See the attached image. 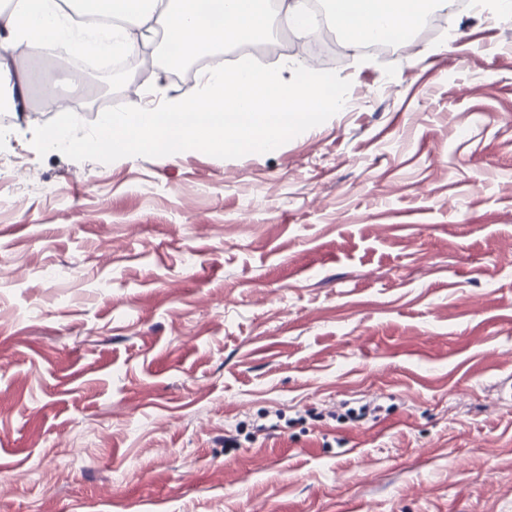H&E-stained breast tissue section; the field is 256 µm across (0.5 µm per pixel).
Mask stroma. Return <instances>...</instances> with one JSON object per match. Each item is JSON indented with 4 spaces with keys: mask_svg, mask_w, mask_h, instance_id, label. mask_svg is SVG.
Listing matches in <instances>:
<instances>
[{
    "mask_svg": "<svg viewBox=\"0 0 512 512\" xmlns=\"http://www.w3.org/2000/svg\"><path fill=\"white\" fill-rule=\"evenodd\" d=\"M440 17L268 153L38 156L59 70L0 112V512H512V19Z\"/></svg>",
    "mask_w": 512,
    "mask_h": 512,
    "instance_id": "obj_1",
    "label": "stroma"
}]
</instances>
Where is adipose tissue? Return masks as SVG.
Returning a JSON list of instances; mask_svg holds the SVG:
<instances>
[{
	"label": "adipose tissue",
	"mask_w": 512,
	"mask_h": 512,
	"mask_svg": "<svg viewBox=\"0 0 512 512\" xmlns=\"http://www.w3.org/2000/svg\"><path fill=\"white\" fill-rule=\"evenodd\" d=\"M17 0L0 10V95L14 111L25 109L27 79L12 63L16 48L40 46L55 57L76 58L135 47L138 38L161 35L172 60H186L215 48L262 36L272 15L282 23L304 28L300 0H279L270 13L269 0ZM448 0H329L330 17L345 34L348 48L358 49L375 33L402 31L424 23ZM123 18V25L85 30L74 27L78 16Z\"/></svg>",
	"instance_id": "ef3b65f1"
}]
</instances>
